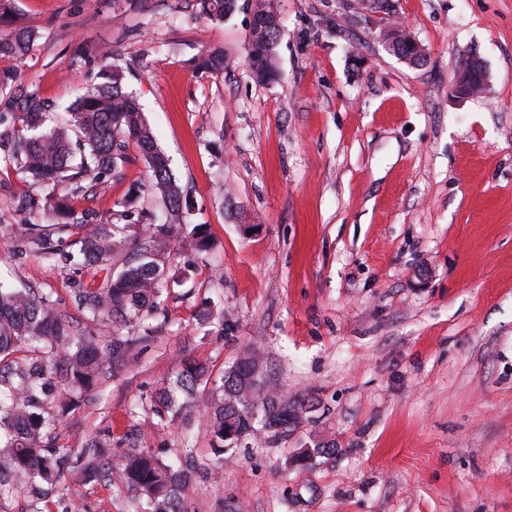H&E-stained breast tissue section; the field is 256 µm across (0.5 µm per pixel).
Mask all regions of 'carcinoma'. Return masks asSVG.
I'll return each mask as SVG.
<instances>
[{
    "label": "carcinoma",
    "instance_id": "cac0c4a2",
    "mask_svg": "<svg viewBox=\"0 0 512 512\" xmlns=\"http://www.w3.org/2000/svg\"><path fill=\"white\" fill-rule=\"evenodd\" d=\"M267 24L251 31L246 63L254 76L269 81L276 75L273 50L279 22L261 2ZM196 14L222 21L238 8V0H195ZM36 33L19 28L0 40V59L23 56ZM101 57L95 80L70 106L66 117L52 118L55 105L34 92L16 93L15 73L0 70V163L48 190L44 211L49 224H13L17 252L33 253L54 267L81 274L74 303L75 318L34 288L0 285V493L25 490L32 512L38 503L63 490L69 476H113L136 492L147 512H181L193 471L184 462L196 449L186 446L181 458L166 461L134 445L123 449L121 467L112 471L103 460L105 443L90 440L81 448L53 443L58 425L55 411L76 407L93 391L109 366L124 361L135 339L95 334L101 321L130 322L159 309L164 289L175 279L173 242L181 239L197 252L211 249L208 225L196 224L184 235L178 220L183 191L175 182L168 158L157 148L137 100L124 91L122 68ZM229 67L224 51L214 49L194 60L193 69L218 74ZM137 145L150 172V187L170 215V224H115L76 212L66 186L88 180L104 183L125 162L124 143ZM26 351L27 357L18 356ZM158 402L179 412L203 404L212 452L263 434L272 440L288 437L312 417L320 402L312 395L290 397L267 381L263 361L249 352L221 378L210 379L208 366L192 357L181 361L175 379L158 390ZM336 451V443L311 440L296 461Z\"/></svg>",
    "mask_w": 512,
    "mask_h": 512
}]
</instances>
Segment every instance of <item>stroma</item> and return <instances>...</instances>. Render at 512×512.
Masks as SVG:
<instances>
[{"label": "stroma", "mask_w": 512, "mask_h": 512, "mask_svg": "<svg viewBox=\"0 0 512 512\" xmlns=\"http://www.w3.org/2000/svg\"><path fill=\"white\" fill-rule=\"evenodd\" d=\"M281 20L277 76L245 63L255 0L223 21L193 0H15L37 31L10 62L18 85L76 100L113 51L159 148L213 245L175 246L178 281L122 365L65 414L57 445L110 440L165 459L196 448L183 512H512V0H271ZM404 23L427 62L414 68L379 39ZM220 48L223 73L193 57ZM484 95L453 85L469 58ZM104 184L70 186L77 210L117 224H160L161 201L134 141ZM38 187L0 167V281L49 294L70 315L72 272L17 257L9 227L44 224L20 210ZM258 348L289 395L320 402L278 441L224 453L221 476L196 407L154 403L182 357L220 378ZM336 451L294 461L311 438ZM134 494L105 477L70 483L43 512H133Z\"/></svg>", "instance_id": "35a3bbf8"}]
</instances>
